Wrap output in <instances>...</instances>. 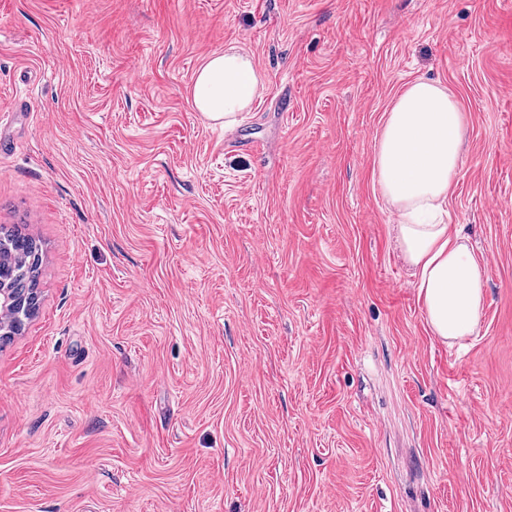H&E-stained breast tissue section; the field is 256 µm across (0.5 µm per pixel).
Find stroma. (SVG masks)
Listing matches in <instances>:
<instances>
[{"label": "stroma", "mask_w": 512, "mask_h": 512, "mask_svg": "<svg viewBox=\"0 0 512 512\" xmlns=\"http://www.w3.org/2000/svg\"><path fill=\"white\" fill-rule=\"evenodd\" d=\"M234 46L233 129L192 101ZM468 138L479 333L423 313L373 177L417 79ZM0 512H512V0H0ZM263 77L248 54L230 46L208 57L192 88L195 108L208 120L232 126L253 102ZM42 250L32 237L0 226V322L10 314L16 302L11 289L19 294L6 325L9 330H21L24 319L34 314L38 301V286L41 275ZM11 288V289H7Z\"/></svg>", "instance_id": "obj_1"}]
</instances>
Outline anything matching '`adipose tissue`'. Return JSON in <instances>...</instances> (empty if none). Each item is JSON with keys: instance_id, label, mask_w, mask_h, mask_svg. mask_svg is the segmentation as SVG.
<instances>
[{"instance_id": "ef3b65f1", "label": "adipose tissue", "mask_w": 512, "mask_h": 512, "mask_svg": "<svg viewBox=\"0 0 512 512\" xmlns=\"http://www.w3.org/2000/svg\"><path fill=\"white\" fill-rule=\"evenodd\" d=\"M262 84L252 58L230 46L198 69L193 103L205 118L230 126ZM466 135V114L454 94L420 79L393 100L375 145L374 175L399 215V246L414 270L426 320L446 342L475 334L483 303L484 268L466 238L442 220Z\"/></svg>"}]
</instances>
